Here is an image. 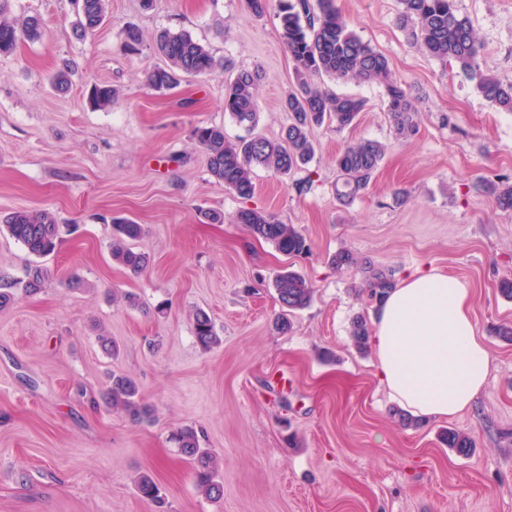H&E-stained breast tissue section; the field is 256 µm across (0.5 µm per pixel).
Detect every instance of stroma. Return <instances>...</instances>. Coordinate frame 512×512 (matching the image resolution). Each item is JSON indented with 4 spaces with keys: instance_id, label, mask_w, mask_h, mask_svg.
I'll return each mask as SVG.
<instances>
[{
    "instance_id": "obj_1",
    "label": "stroma",
    "mask_w": 512,
    "mask_h": 512,
    "mask_svg": "<svg viewBox=\"0 0 512 512\" xmlns=\"http://www.w3.org/2000/svg\"><path fill=\"white\" fill-rule=\"evenodd\" d=\"M484 44L483 68L512 81V0H457ZM350 27L389 60L410 94L419 130L396 135L382 86L325 78L327 89L361 98L357 122L313 128L305 169L284 178L259 168L242 200L207 170L197 126L229 136L242 127L224 111V82L258 70L257 132L274 139L288 123L282 102L294 85L276 6L255 17L246 0H109V19L73 34L70 0H9L10 15L38 16L42 36L0 54V217L51 212L61 228L50 278L0 308V512H512V213L496 208L491 185L512 181V112L485 100L455 66L414 46L399 28L397 0H337ZM143 36L138 53L124 31ZM206 45L222 71L186 77L167 91L148 87L163 58L159 30ZM75 63L61 94L51 76ZM95 84L119 89L107 110L90 106ZM382 142L386 156L352 203L335 193V159L347 144ZM311 188H302L305 178ZM294 225L310 251L279 252L235 223L243 207ZM223 213L220 224L204 212ZM144 227L134 243L149 257L131 274L110 257L113 216ZM350 250L359 265L336 270ZM402 281L433 270L468 281L478 336L489 352L487 384L450 419L402 426L377 376L375 352L359 353L353 318L374 320L362 263ZM304 275L315 293L280 332L279 272ZM79 275L84 286L66 285ZM136 295L137 306L123 302ZM206 310L221 338L203 349L192 315ZM107 335L117 354L98 341ZM132 377L152 420L109 409L112 375ZM193 427L222 460L224 498L194 486L172 431ZM468 433L465 457L440 434ZM152 475L163 507L143 500Z\"/></svg>"
}]
</instances>
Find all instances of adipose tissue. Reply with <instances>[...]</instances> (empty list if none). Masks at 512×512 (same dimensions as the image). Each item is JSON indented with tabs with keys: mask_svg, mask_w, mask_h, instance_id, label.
Wrapping results in <instances>:
<instances>
[{
	"mask_svg": "<svg viewBox=\"0 0 512 512\" xmlns=\"http://www.w3.org/2000/svg\"><path fill=\"white\" fill-rule=\"evenodd\" d=\"M373 345L390 397L422 419L469 408L490 370L469 283L434 271L412 273L389 294L377 312Z\"/></svg>",
	"mask_w": 512,
	"mask_h": 512,
	"instance_id": "ef3b65f1",
	"label": "adipose tissue"
}]
</instances>
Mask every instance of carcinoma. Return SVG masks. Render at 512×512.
<instances>
[{"instance_id": "1", "label": "carcinoma", "mask_w": 512, "mask_h": 512, "mask_svg": "<svg viewBox=\"0 0 512 512\" xmlns=\"http://www.w3.org/2000/svg\"><path fill=\"white\" fill-rule=\"evenodd\" d=\"M8 0H0V53L12 52L23 41H36L41 36L39 18L22 20L9 15ZM399 27L413 44L430 57L443 63L452 62L467 74L479 94L496 107L512 112V82L482 69L483 44L469 16L461 13L456 0H399ZM79 21L75 35L84 37L101 26L108 16V0H75ZM280 37L293 65L296 89L288 92L284 111L289 114L288 126L277 140L254 132L257 126L259 72L239 70L224 82V112L243 127L246 134L228 139L224 127L198 126L194 130L197 143L207 157L209 174L241 199L254 195V169L262 167L288 176L308 165L315 155L309 129L314 124L329 122L342 130L355 123L364 102L349 95L332 94L322 88L317 79L327 76L344 82L376 83L385 89L387 112L399 136L409 139L418 132L415 105L401 84L392 77L387 58L352 30L336 0H277ZM157 52L165 65L153 70L149 85L155 90L176 87L185 75H206L215 70L216 62L209 49L186 33L164 30L155 37ZM118 89L110 85H94L89 103L108 109L117 100ZM385 158L382 143L363 139L349 144L336 156V194L345 204L351 203L367 188ZM494 202L502 211H512V183L502 182L492 188ZM238 224L251 234L269 241L285 255H300L310 250L306 237L292 224H282L273 216L243 208L235 216ZM9 235L37 257L55 252L60 226L45 210H17L3 219ZM112 262L133 274L141 272L149 257L133 250L130 241L141 236L142 228L127 218L113 219ZM336 269L352 268L357 259L347 249L330 258ZM368 295L378 304L394 288L393 274L373 267L368 270ZM47 280V270L38 264L26 269L23 288L36 293ZM281 305L289 312L308 307L314 289L305 277L294 271H283L274 280ZM194 335L202 348L219 344L214 323L204 310L193 314ZM350 337L355 349L364 354L370 340V330L363 316L351 322ZM136 382L128 376L112 375L104 398L114 410L133 420L148 419L152 410L140 402ZM172 440L187 458L193 470L195 487L206 498L218 502L223 498L220 480L221 460L210 448L201 446L198 432L192 427L175 431ZM446 446L462 456L471 455L473 439L465 432L450 429L444 435ZM139 496L157 505L163 497L158 483L148 473L136 479Z\"/></svg>"}]
</instances>
